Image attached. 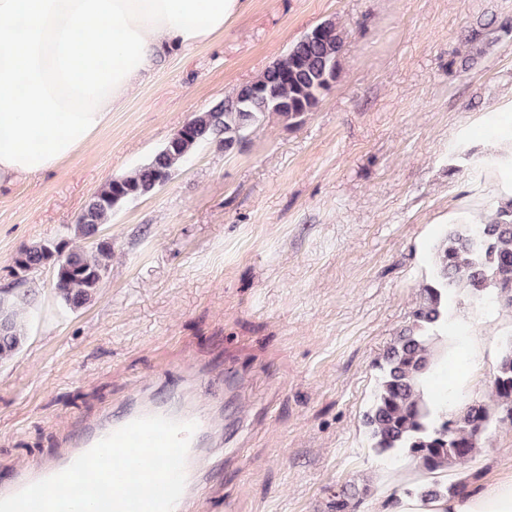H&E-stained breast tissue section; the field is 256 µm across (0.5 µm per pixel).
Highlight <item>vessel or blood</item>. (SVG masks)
I'll list each match as a JSON object with an SVG mask.
<instances>
[{
  "instance_id": "1",
  "label": "vessel or blood",
  "mask_w": 512,
  "mask_h": 512,
  "mask_svg": "<svg viewBox=\"0 0 512 512\" xmlns=\"http://www.w3.org/2000/svg\"><path fill=\"white\" fill-rule=\"evenodd\" d=\"M223 403L224 391L220 388L206 402L200 395L189 393L181 384L171 387L161 398L138 393L117 412L102 415L87 423L78 434L66 438L55 456L29 467L10 470L6 478L0 479V498L14 495L33 482L60 473L101 439L129 422L144 416H163L181 422L192 421L197 425L186 459L185 489L174 507V512H193L196 497L211 475L212 452L224 445L223 440L216 437L217 423L209 412L210 407L219 408Z\"/></svg>"
}]
</instances>
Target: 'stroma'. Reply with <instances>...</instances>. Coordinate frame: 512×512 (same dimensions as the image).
<instances>
[{
  "mask_svg": "<svg viewBox=\"0 0 512 512\" xmlns=\"http://www.w3.org/2000/svg\"><path fill=\"white\" fill-rule=\"evenodd\" d=\"M328 19L347 34L341 76L303 122L272 115L233 152L205 145L119 209L84 308L59 301L50 272L30 281L28 339L0 365L1 469L51 454L143 380L166 392L195 359L251 375L224 397L239 460L215 467L197 512H328L336 486H406L405 455L372 448L363 416L434 244L512 189V34L462 47L512 23V0H244L222 33L161 59L96 147L0 190V287L21 247L69 236L108 179ZM510 336L512 313L457 293L433 386L483 399ZM508 469L512 430L493 428L448 480L480 489Z\"/></svg>",
  "mask_w": 512,
  "mask_h": 512,
  "instance_id": "1",
  "label": "stroma"
}]
</instances>
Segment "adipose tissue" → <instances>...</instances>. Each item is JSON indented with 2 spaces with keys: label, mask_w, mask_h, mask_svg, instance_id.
Here are the masks:
<instances>
[{
  "label": "adipose tissue",
  "mask_w": 512,
  "mask_h": 512,
  "mask_svg": "<svg viewBox=\"0 0 512 512\" xmlns=\"http://www.w3.org/2000/svg\"><path fill=\"white\" fill-rule=\"evenodd\" d=\"M241 0H0V187L93 144L156 61L209 41ZM377 512H512V472L425 497L384 489Z\"/></svg>",
  "instance_id": "ef3b65f1"
}]
</instances>
